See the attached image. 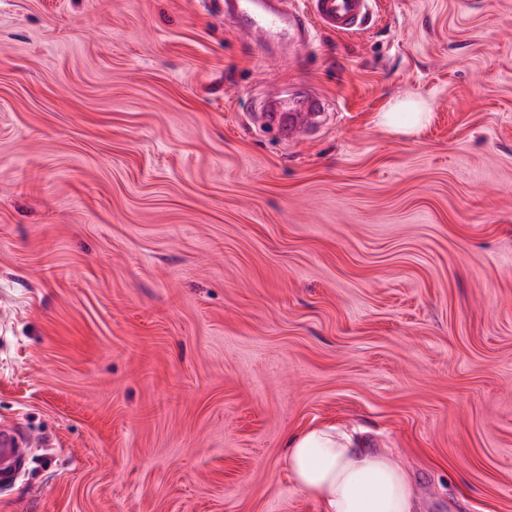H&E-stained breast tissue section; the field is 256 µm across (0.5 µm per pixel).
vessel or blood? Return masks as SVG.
<instances>
[{
  "instance_id": "1",
  "label": "vessel or blood",
  "mask_w": 512,
  "mask_h": 512,
  "mask_svg": "<svg viewBox=\"0 0 512 512\" xmlns=\"http://www.w3.org/2000/svg\"><path fill=\"white\" fill-rule=\"evenodd\" d=\"M375 0H304L289 14L269 8L263 0H233L231 18L240 37L257 44L288 37L307 43L312 32L349 35L366 30ZM326 108L325 99L305 88L266 107V120L288 138L310 131ZM31 437L18 428H0V488L12 486L23 471Z\"/></svg>"
}]
</instances>
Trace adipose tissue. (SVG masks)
<instances>
[{"instance_id": "obj_1", "label": "adipose tissue", "mask_w": 512, "mask_h": 512, "mask_svg": "<svg viewBox=\"0 0 512 512\" xmlns=\"http://www.w3.org/2000/svg\"><path fill=\"white\" fill-rule=\"evenodd\" d=\"M286 448L290 478L320 512H416L411 477L391 449L373 447L362 431L305 428L288 435Z\"/></svg>"}]
</instances>
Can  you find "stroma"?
<instances>
[{
	"label": "stroma",
	"mask_w": 512,
	"mask_h": 512,
	"mask_svg": "<svg viewBox=\"0 0 512 512\" xmlns=\"http://www.w3.org/2000/svg\"><path fill=\"white\" fill-rule=\"evenodd\" d=\"M307 83L318 133L259 127ZM1 422L42 446L0 512H319L283 445L325 422L422 512H512V0L263 47L203 0H0ZM429 112L423 104L404 100L397 103L389 112L380 116L385 126L406 133H412L428 121Z\"/></svg>",
	"instance_id": "obj_1"
}]
</instances>
